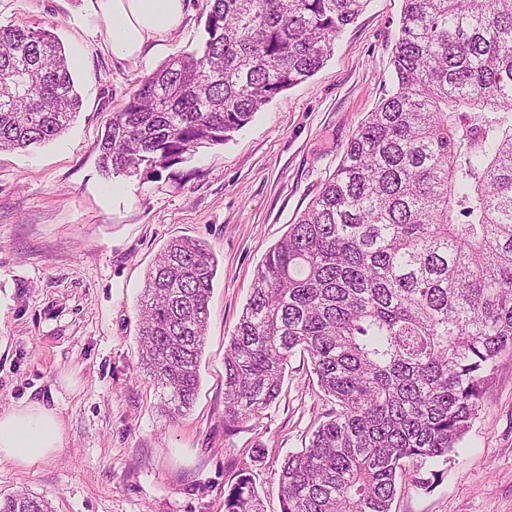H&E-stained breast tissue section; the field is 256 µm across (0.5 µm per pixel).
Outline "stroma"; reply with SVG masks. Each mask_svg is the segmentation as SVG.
Wrapping results in <instances>:
<instances>
[{"mask_svg": "<svg viewBox=\"0 0 512 512\" xmlns=\"http://www.w3.org/2000/svg\"><path fill=\"white\" fill-rule=\"evenodd\" d=\"M402 0H369L332 56L221 145L166 169L105 175L99 142L142 80L204 35L206 0L121 61L98 0H0V28H46L64 45L82 108L56 140L0 152V412L54 408L65 443L49 458L0 460V500L27 492L54 512H224L241 470L263 512H280L284 459L334 407L311 365L288 364L278 399L224 436V349L254 275L335 171L351 136L393 90ZM189 237L218 261L200 386L168 419L139 367V303L165 243ZM433 488L402 479L392 512H512V353Z\"/></svg>", "mask_w": 512, "mask_h": 512, "instance_id": "stroma-1", "label": "stroma"}]
</instances>
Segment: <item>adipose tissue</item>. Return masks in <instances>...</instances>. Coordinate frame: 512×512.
<instances>
[{"instance_id":"1","label":"adipose tissue","mask_w":512,"mask_h":512,"mask_svg":"<svg viewBox=\"0 0 512 512\" xmlns=\"http://www.w3.org/2000/svg\"><path fill=\"white\" fill-rule=\"evenodd\" d=\"M110 23L113 56L134 59L152 38L177 27L186 0H99ZM64 433L55 409L32 403L0 413V459L29 465L46 459L63 444Z\"/></svg>"}]
</instances>
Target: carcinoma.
<instances>
[{"label":"carcinoma","mask_w":512,"mask_h":512,"mask_svg":"<svg viewBox=\"0 0 512 512\" xmlns=\"http://www.w3.org/2000/svg\"><path fill=\"white\" fill-rule=\"evenodd\" d=\"M367 0H209L206 37L140 84L100 143L106 173L169 168L222 144L320 69ZM394 88L257 268L224 356V436L308 356L335 403L285 458L281 512H390L425 489L512 351V0H402ZM80 107L49 30L0 29V151L57 139ZM217 261L176 238L147 272L141 365L174 419L199 388ZM225 512H260L250 474ZM0 512H53L18 494Z\"/></svg>","instance_id":"cac0c4a2"}]
</instances>
